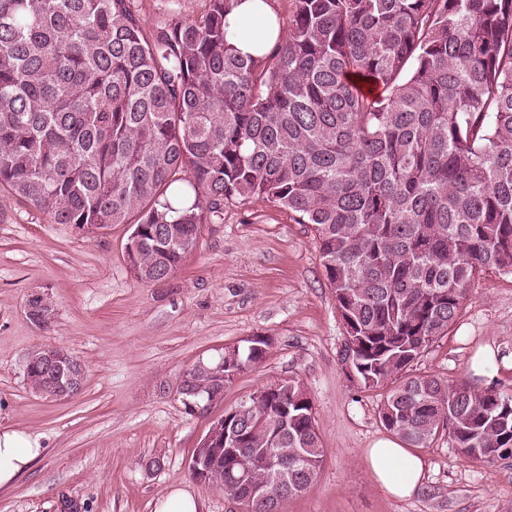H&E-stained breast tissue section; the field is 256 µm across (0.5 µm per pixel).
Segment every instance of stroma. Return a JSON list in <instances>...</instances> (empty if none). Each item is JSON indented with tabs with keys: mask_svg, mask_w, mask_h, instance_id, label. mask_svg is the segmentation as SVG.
<instances>
[{
	"mask_svg": "<svg viewBox=\"0 0 512 512\" xmlns=\"http://www.w3.org/2000/svg\"><path fill=\"white\" fill-rule=\"evenodd\" d=\"M145 28L194 19L208 0H129ZM129 225L79 232L0 191V425L38 436L44 455L11 489L0 512H156L183 490L201 512H237L193 477L201 439L227 408L292 379L313 402L323 461L310 487L280 512H512V460L469 461L449 437L417 449L424 480L396 499L375 482L365 448L388 432L383 391L360 392L340 362L345 329L319 244L307 224L256 201L224 206L203 225L196 248L161 283L138 282L125 258ZM42 292L48 324L27 315ZM270 337L261 363L224 388L202 413L179 393L184 374L254 335ZM512 356V275L472 286L447 336L414 371L448 382L471 378L478 348ZM37 348L63 349L86 368L83 392L62 401L35 396L24 361Z\"/></svg>",
	"mask_w": 512,
	"mask_h": 512,
	"instance_id": "1",
	"label": "stroma"
}]
</instances>
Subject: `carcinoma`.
Segmentation results:
<instances>
[{
	"mask_svg": "<svg viewBox=\"0 0 512 512\" xmlns=\"http://www.w3.org/2000/svg\"><path fill=\"white\" fill-rule=\"evenodd\" d=\"M236 0L146 30L127 0H0V189L53 224L139 230L138 280L168 278L224 203L312 226L360 391L407 448L449 436L512 458V393L408 368L488 269L512 274V0H290L259 56L233 52ZM33 321L52 306L35 295ZM266 336L224 362H261ZM187 372L189 412L221 384ZM34 394L46 374L25 363ZM285 380L235 407L237 445L193 469L245 512H279L323 458L312 400ZM252 460L249 490L236 458Z\"/></svg>",
	"mask_w": 512,
	"mask_h": 512,
	"instance_id": "obj_1",
	"label": "carcinoma"
}]
</instances>
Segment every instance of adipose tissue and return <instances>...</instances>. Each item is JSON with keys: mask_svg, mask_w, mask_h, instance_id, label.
<instances>
[{"mask_svg": "<svg viewBox=\"0 0 512 512\" xmlns=\"http://www.w3.org/2000/svg\"><path fill=\"white\" fill-rule=\"evenodd\" d=\"M258 15L272 17L270 0H239L226 16L228 29L237 33L232 41L237 54L260 55L274 47L275 31L247 35V27ZM43 453L38 437L8 425L0 426V489L14 486ZM364 457L376 483L392 497H412L424 477L420 457L411 453L398 439L376 441L365 450Z\"/></svg>", "mask_w": 512, "mask_h": 512, "instance_id": "ef3b65f1", "label": "adipose tissue"}]
</instances>
